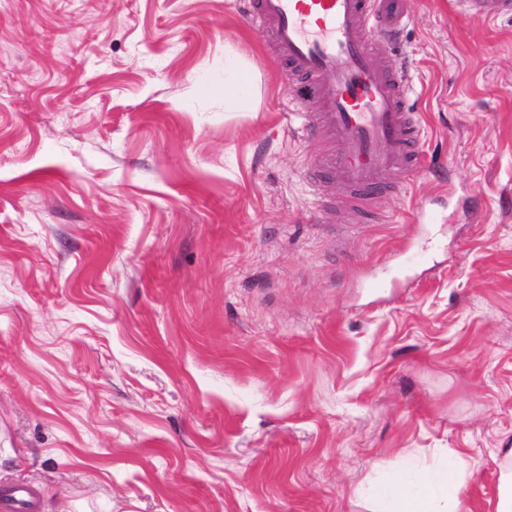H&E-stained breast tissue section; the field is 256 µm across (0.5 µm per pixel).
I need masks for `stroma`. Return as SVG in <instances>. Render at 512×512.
Wrapping results in <instances>:
<instances>
[{
    "label": "stroma",
    "instance_id": "35a3bbf8",
    "mask_svg": "<svg viewBox=\"0 0 512 512\" xmlns=\"http://www.w3.org/2000/svg\"><path fill=\"white\" fill-rule=\"evenodd\" d=\"M423 167L348 224L242 0H0V486L371 512L512 441V20L409 0ZM247 76L240 96L224 82Z\"/></svg>",
    "mask_w": 512,
    "mask_h": 512
}]
</instances>
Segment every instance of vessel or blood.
Segmentation results:
<instances>
[{
	"label": "vessel or blood",
	"mask_w": 512,
	"mask_h": 512,
	"mask_svg": "<svg viewBox=\"0 0 512 512\" xmlns=\"http://www.w3.org/2000/svg\"><path fill=\"white\" fill-rule=\"evenodd\" d=\"M474 19L512 18V0H458ZM247 18L265 28L289 77L298 81L302 133L325 127L328 148L314 166L359 216L420 165V127L404 62L392 47L409 23L407 0H252ZM383 41L380 55L374 41ZM0 512H37L26 486L0 489Z\"/></svg>",
	"instance_id": "obj_1"
}]
</instances>
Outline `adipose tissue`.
Instances as JSON below:
<instances>
[{
	"instance_id": "obj_1",
	"label": "adipose tissue",
	"mask_w": 512,
	"mask_h": 512,
	"mask_svg": "<svg viewBox=\"0 0 512 512\" xmlns=\"http://www.w3.org/2000/svg\"><path fill=\"white\" fill-rule=\"evenodd\" d=\"M464 484V472L452 468L446 475L427 477L422 493L410 496L400 476L389 475L376 486L375 512H470L460 497Z\"/></svg>"
}]
</instances>
